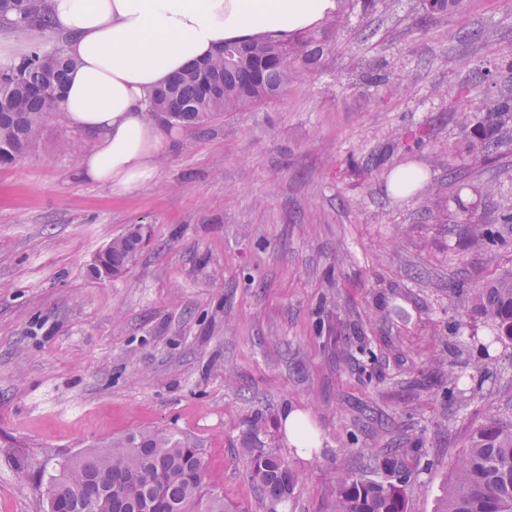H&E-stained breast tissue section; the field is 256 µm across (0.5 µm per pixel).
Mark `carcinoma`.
Returning <instances> with one entry per match:
<instances>
[{"label":"carcinoma","instance_id":"cac0c4a2","mask_svg":"<svg viewBox=\"0 0 512 512\" xmlns=\"http://www.w3.org/2000/svg\"><path fill=\"white\" fill-rule=\"evenodd\" d=\"M47 0H0V13L15 12L30 28L49 26ZM462 0H424L429 13L460 8ZM329 47L307 39L287 43H227L213 58L174 75L150 98L148 112L171 126H199L227 112H240L279 98L303 68L320 61ZM74 62L61 48L36 49L17 64H0V164L27 154L61 114V89ZM458 123L474 135L472 150L489 160L512 151L502 131L512 124V93H500L478 110L465 89ZM458 185L454 201L470 234L496 246L504 242L494 224L475 220L473 205ZM143 227L115 237L90 267L93 276L121 275L136 257ZM465 313L489 325L493 336L485 353L512 342V270L503 271L464 299ZM249 477L266 512H280L301 482L272 451L245 448ZM386 476L374 478L371 466L336 476L333 512H407V489L417 479L425 456L422 441L408 448L380 449ZM200 449L192 440L158 430L133 433L91 449L61 464L50 475L49 512H227L224 499L204 492ZM437 512H512V424L490 420L471 428L464 450L453 460Z\"/></svg>","mask_w":512,"mask_h":512}]
</instances>
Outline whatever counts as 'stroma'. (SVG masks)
I'll use <instances>...</instances> for the list:
<instances>
[{
  "label": "stroma",
  "instance_id": "obj_1",
  "mask_svg": "<svg viewBox=\"0 0 512 512\" xmlns=\"http://www.w3.org/2000/svg\"><path fill=\"white\" fill-rule=\"evenodd\" d=\"M310 36L330 51L279 100L168 128L136 190L81 178L94 139L63 118L0 165V512H47L61 463L155 429L199 445L230 512H265L244 439L300 475L286 512H332V478L360 449L420 429L408 512H435L470 428L512 421V344L491 362L480 320L451 333L458 289L512 268V245L472 240L453 201L456 178L496 183L475 210L492 224L512 199V152L476 160L455 122L474 67L512 58V0L436 14L353 0L347 25ZM403 127L424 145L392 147ZM403 166L423 175L407 197L390 188ZM133 224L147 230L133 264L93 278ZM362 337L375 359L344 363ZM452 366L491 376L457 404ZM290 407L319 435L304 457L282 430Z\"/></svg>",
  "mask_w": 512,
  "mask_h": 512
}]
</instances>
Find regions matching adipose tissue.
<instances>
[{
    "label": "adipose tissue",
    "mask_w": 512,
    "mask_h": 512,
    "mask_svg": "<svg viewBox=\"0 0 512 512\" xmlns=\"http://www.w3.org/2000/svg\"><path fill=\"white\" fill-rule=\"evenodd\" d=\"M47 7L75 62L63 115L94 137L79 168L127 192L153 178L165 140L147 110L156 87L225 43L286 41L318 28L339 0H47Z\"/></svg>",
    "instance_id": "obj_1"
}]
</instances>
